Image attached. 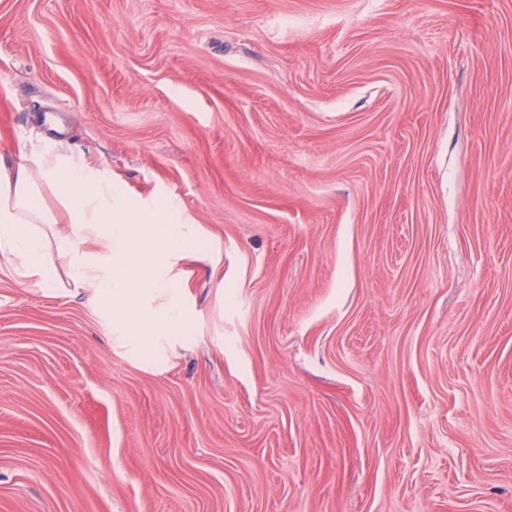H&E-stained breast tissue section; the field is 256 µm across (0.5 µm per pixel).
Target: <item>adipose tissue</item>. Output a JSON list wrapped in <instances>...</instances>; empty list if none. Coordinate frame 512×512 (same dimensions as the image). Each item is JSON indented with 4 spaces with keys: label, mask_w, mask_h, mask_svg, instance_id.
<instances>
[{
    "label": "adipose tissue",
    "mask_w": 512,
    "mask_h": 512,
    "mask_svg": "<svg viewBox=\"0 0 512 512\" xmlns=\"http://www.w3.org/2000/svg\"><path fill=\"white\" fill-rule=\"evenodd\" d=\"M53 190L70 224L51 237L54 215L43 188ZM195 221L173 207L143 208L126 199L110 172L81 154L33 148L19 164L0 165V265L39 288L68 281L112 314L118 338L140 342L182 335L187 314L170 275Z\"/></svg>",
    "instance_id": "ef3b65f1"
}]
</instances>
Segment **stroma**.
Returning <instances> with one entry per match:
<instances>
[{
	"mask_svg": "<svg viewBox=\"0 0 512 512\" xmlns=\"http://www.w3.org/2000/svg\"><path fill=\"white\" fill-rule=\"evenodd\" d=\"M192 214L190 335L0 271V512H512V0H0V162Z\"/></svg>",
	"mask_w": 512,
	"mask_h": 512,
	"instance_id": "1",
	"label": "stroma"
}]
</instances>
